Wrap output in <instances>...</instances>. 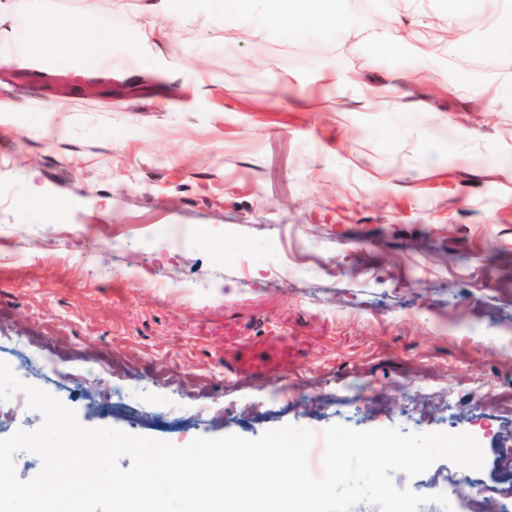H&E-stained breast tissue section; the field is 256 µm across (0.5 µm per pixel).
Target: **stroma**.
Returning <instances> with one entry per match:
<instances>
[{"label":"stroma","mask_w":512,"mask_h":512,"mask_svg":"<svg viewBox=\"0 0 512 512\" xmlns=\"http://www.w3.org/2000/svg\"><path fill=\"white\" fill-rule=\"evenodd\" d=\"M142 0H49L69 56L31 64L108 98L52 108L0 83V361L73 409L183 447L294 425L472 435L484 482L512 448V73L366 51L314 25L242 40L178 0L177 28L130 39ZM441 24L448 0H354ZM476 41L512 0H470ZM112 58L85 60L101 31ZM362 72L407 97L361 109ZM187 244L172 245L174 235ZM287 265V279L276 271ZM286 363L263 372L270 337Z\"/></svg>","instance_id":"35a3bbf8"}]
</instances>
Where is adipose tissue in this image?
<instances>
[{
    "instance_id": "obj_1",
    "label": "adipose tissue",
    "mask_w": 512,
    "mask_h": 512,
    "mask_svg": "<svg viewBox=\"0 0 512 512\" xmlns=\"http://www.w3.org/2000/svg\"><path fill=\"white\" fill-rule=\"evenodd\" d=\"M201 7L232 20L249 13L261 18L262 26H280L293 17L311 18L324 32L342 33L372 56L406 53L419 58L451 57L460 50L476 47L493 60L512 54V26L496 25L492 36L473 43L469 33L447 19L439 29L429 30L423 20L409 26H388L379 19L358 13L352 0H199ZM19 14L41 25L38 36L17 30L9 38L15 58L23 63L43 54L67 55L77 31L76 19L51 12L48 0H0V15Z\"/></svg>"
}]
</instances>
